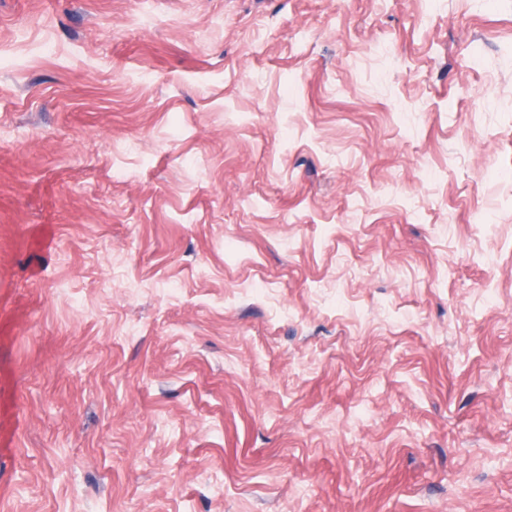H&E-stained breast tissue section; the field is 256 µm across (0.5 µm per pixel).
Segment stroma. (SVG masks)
Masks as SVG:
<instances>
[{"instance_id": "35a3bbf8", "label": "stroma", "mask_w": 512, "mask_h": 512, "mask_svg": "<svg viewBox=\"0 0 512 512\" xmlns=\"http://www.w3.org/2000/svg\"><path fill=\"white\" fill-rule=\"evenodd\" d=\"M0 49V512H512V0H0Z\"/></svg>"}]
</instances>
